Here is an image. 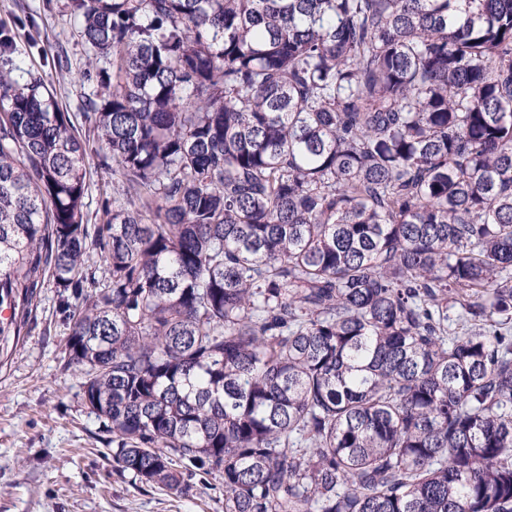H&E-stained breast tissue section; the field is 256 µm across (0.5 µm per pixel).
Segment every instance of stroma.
Returning a JSON list of instances; mask_svg holds the SVG:
<instances>
[{
  "mask_svg": "<svg viewBox=\"0 0 512 512\" xmlns=\"http://www.w3.org/2000/svg\"><path fill=\"white\" fill-rule=\"evenodd\" d=\"M0 21L17 32L18 58L80 116L99 88L83 76L88 51L69 0H0ZM59 57L67 69L55 68ZM67 334L56 292L44 288L27 332L0 355V512H224L213 478L190 477L176 497L119 471L81 376L64 367Z\"/></svg>",
  "mask_w": 512,
  "mask_h": 512,
  "instance_id": "35a3bbf8",
  "label": "stroma"
}]
</instances>
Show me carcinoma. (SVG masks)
Wrapping results in <instances>:
<instances>
[{
	"label": "carcinoma",
	"instance_id": "obj_1",
	"mask_svg": "<svg viewBox=\"0 0 512 512\" xmlns=\"http://www.w3.org/2000/svg\"><path fill=\"white\" fill-rule=\"evenodd\" d=\"M70 9L84 130L0 26V344L54 288L143 486L512 512V0ZM90 163L92 166L91 191L89 192V198L86 199V202L88 203L89 217H92L98 209V205L102 198V192L107 190L108 195L111 193L112 196V177L103 169L101 170L97 168V165H95L97 163L96 158H91Z\"/></svg>",
	"mask_w": 512,
	"mask_h": 512
}]
</instances>
